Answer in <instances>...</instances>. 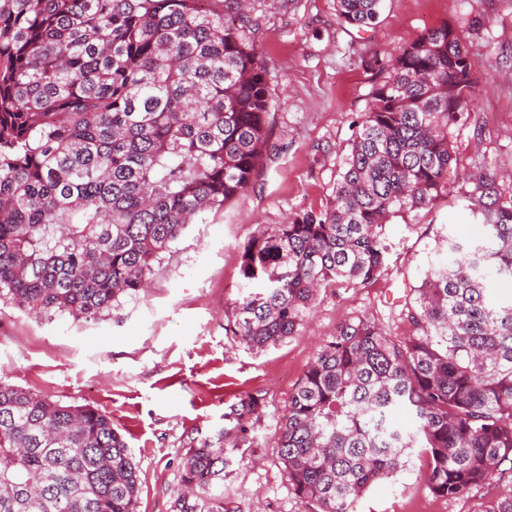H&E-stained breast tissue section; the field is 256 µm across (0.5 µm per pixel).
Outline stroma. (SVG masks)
<instances>
[{
	"mask_svg": "<svg viewBox=\"0 0 512 512\" xmlns=\"http://www.w3.org/2000/svg\"><path fill=\"white\" fill-rule=\"evenodd\" d=\"M249 16L275 98L271 148L250 186L223 212L191 225L149 288L117 310L86 320L0 305V381L106 413L137 466L138 512H171L189 448L217 437L229 405L246 393L262 395L265 408L250 448L225 472V496L239 512H310L288 483L276 443L318 344L361 314L408 334L401 306L442 259V235H469L472 218L455 199L468 190V176L495 167L512 195V0H384L381 24L365 30L340 22L336 0H249ZM446 22L462 27L478 81L468 118L452 133L454 197L388 224L386 275L321 295L295 336L259 353L229 342L224 314L241 293L246 241L260 225L322 203L385 77L383 64ZM420 466L411 457L394 479L371 486L355 512H478L496 492L435 496L419 479Z\"/></svg>",
	"mask_w": 512,
	"mask_h": 512,
	"instance_id": "stroma-1",
	"label": "stroma"
}]
</instances>
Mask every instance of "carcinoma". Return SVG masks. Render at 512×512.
Here are the masks:
<instances>
[{
  "instance_id": "obj_1",
  "label": "carcinoma",
  "mask_w": 512,
  "mask_h": 512,
  "mask_svg": "<svg viewBox=\"0 0 512 512\" xmlns=\"http://www.w3.org/2000/svg\"><path fill=\"white\" fill-rule=\"evenodd\" d=\"M0 0V303L95 319L145 288L154 266L263 165L273 107L246 0ZM341 20L378 23L384 0H336ZM331 192L247 241L249 289L224 336L265 350L295 335L319 295L387 270L384 229L448 198L451 130L476 92L451 23L386 66ZM475 236L446 237L392 335L356 316L323 340L288 401L277 454L311 512H355L419 449L448 499L512 485V196L470 176ZM264 407L229 406L224 441L185 457L172 512H234L224 472ZM411 415L396 426V410ZM132 453L106 414L0 383V512H137ZM479 512H512V488Z\"/></svg>"
}]
</instances>
